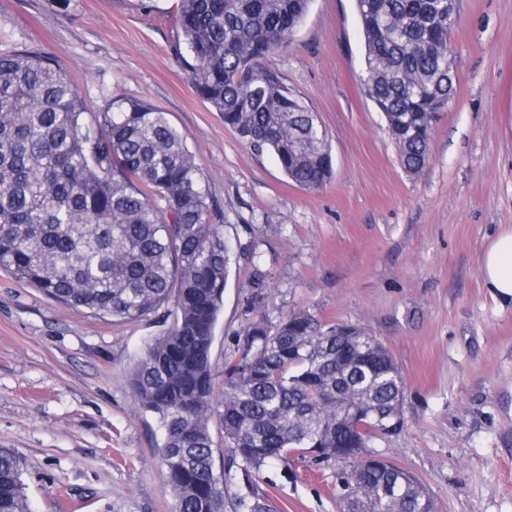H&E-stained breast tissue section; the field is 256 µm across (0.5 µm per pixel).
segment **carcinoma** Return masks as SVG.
Returning a JSON list of instances; mask_svg holds the SVG:
<instances>
[{
	"instance_id": "cac0c4a2",
	"label": "carcinoma",
	"mask_w": 512,
	"mask_h": 512,
	"mask_svg": "<svg viewBox=\"0 0 512 512\" xmlns=\"http://www.w3.org/2000/svg\"><path fill=\"white\" fill-rule=\"evenodd\" d=\"M311 0H179L175 23L196 95L257 153H272L298 186L332 176L319 115L286 87L268 58L290 44ZM364 40L366 95L383 114L401 164L429 161L437 112L454 97L448 65V0H355ZM76 86L52 57L0 52V268L75 310L136 321L172 304L173 323L131 367L139 410L157 422L165 485L181 512H224L213 489L219 418L246 482L275 461L316 446L339 448L338 512H435L421 484L391 463L371 466L336 435L352 409L401 410L404 382L388 350L365 329L306 309L267 319L272 291L259 266L242 296L251 316L239 357L224 365L217 396L215 328L233 265L224 213L169 114L114 97L85 117ZM20 458L0 448V512H28ZM234 512H278L267 498L238 496Z\"/></svg>"
}]
</instances>
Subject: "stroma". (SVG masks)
Segmentation results:
<instances>
[{"mask_svg": "<svg viewBox=\"0 0 512 512\" xmlns=\"http://www.w3.org/2000/svg\"><path fill=\"white\" fill-rule=\"evenodd\" d=\"M178 0H0V49L45 52L88 113L114 97L149 101L186 137L209 193L241 243L254 244L272 288L270 321L307 309L375 336L405 382L404 425L372 444L413 475L437 512H512V303L479 274L488 240L512 226V0H457L456 93L439 112L430 163L401 166L363 85L354 0H312L272 58L317 112L334 174L296 186L194 93L178 56ZM252 272L240 259L224 290L211 363L216 391L247 325ZM171 323H134L62 306L0 269V448L24 462L30 512H171L129 370ZM230 496L281 512H336L334 462L290 458L245 482L212 420Z\"/></svg>", "mask_w": 512, "mask_h": 512, "instance_id": "obj_1", "label": "stroma"}]
</instances>
